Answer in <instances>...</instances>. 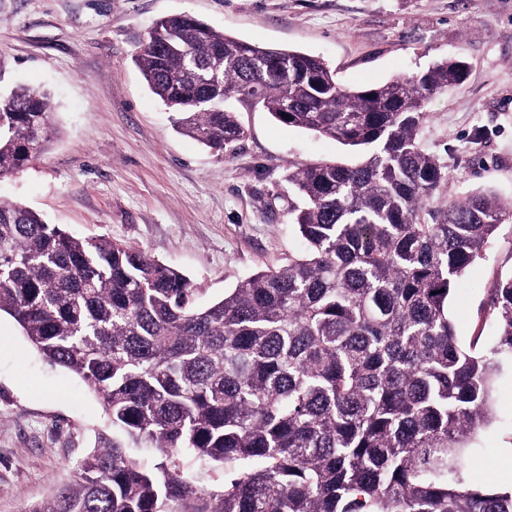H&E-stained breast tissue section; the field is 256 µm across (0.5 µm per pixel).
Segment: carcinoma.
Wrapping results in <instances>:
<instances>
[{"label": "carcinoma", "instance_id": "carcinoma-1", "mask_svg": "<svg viewBox=\"0 0 512 512\" xmlns=\"http://www.w3.org/2000/svg\"><path fill=\"white\" fill-rule=\"evenodd\" d=\"M135 63L179 132L221 157L246 136L224 109L242 96L360 160L289 173L298 252L207 306L146 250L0 201V314L112 424L73 482L26 512H512V492L466 477L512 363V275L490 289L491 346H462L448 317L512 205L481 192L431 209L448 170L420 141L428 101L465 63L347 89L319 57L189 15L153 26ZM5 97L0 178L54 131L49 93Z\"/></svg>", "mask_w": 512, "mask_h": 512}]
</instances>
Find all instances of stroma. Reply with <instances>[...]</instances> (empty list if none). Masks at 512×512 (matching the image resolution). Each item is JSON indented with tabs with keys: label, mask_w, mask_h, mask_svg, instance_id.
I'll list each match as a JSON object with an SVG mask.
<instances>
[{
	"label": "stroma",
	"mask_w": 512,
	"mask_h": 512,
	"mask_svg": "<svg viewBox=\"0 0 512 512\" xmlns=\"http://www.w3.org/2000/svg\"><path fill=\"white\" fill-rule=\"evenodd\" d=\"M188 14L224 34L324 59L349 88L419 73L445 59L466 80L434 96L422 141L448 169L442 199L490 191L512 200V0H0V81L49 91L56 139L0 178L16 201L79 238L148 250L187 275L198 304L222 298L297 250L290 172L357 160L336 141L276 121L233 97L246 131L229 158L179 133L134 63L153 23ZM512 274V217L471 265L448 312L462 343L491 344L488 290ZM112 428L99 399L48 365L0 316V512H23L71 481ZM512 365L468 468L479 488H512Z\"/></svg>",
	"instance_id": "stroma-1"
}]
</instances>
